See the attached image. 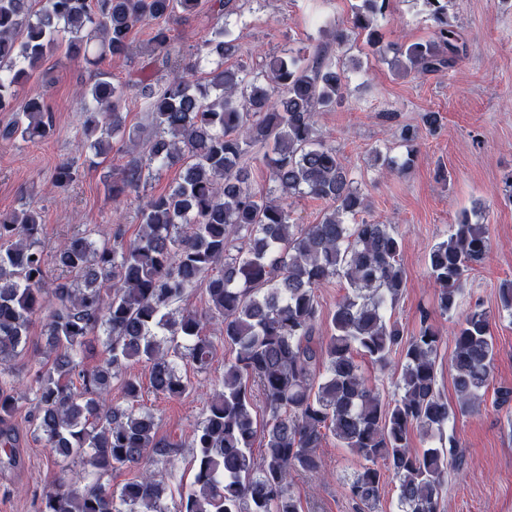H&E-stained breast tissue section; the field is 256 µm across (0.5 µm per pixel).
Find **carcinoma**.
<instances>
[{
  "label": "carcinoma",
  "mask_w": 512,
  "mask_h": 512,
  "mask_svg": "<svg viewBox=\"0 0 512 512\" xmlns=\"http://www.w3.org/2000/svg\"><path fill=\"white\" fill-rule=\"evenodd\" d=\"M32 2L0 0V112L15 113L0 126V140L34 141L51 132L53 115L41 96L18 100L48 54L64 46L91 65L108 54L127 56L132 30L147 25L164 71L137 83L151 136L143 155L111 176L107 188L116 201L140 192L155 171L183 169L168 192L145 202L134 238L124 239L118 225L113 240L99 241L88 226L61 244L55 279L46 274L37 203L0 214V375L25 348L32 316L44 314L50 353L35 378L34 431L55 456L79 458L100 476L137 472L117 490L99 481L83 487L76 473L65 472L39 512H301L293 479L321 470L318 449L329 435L360 463L344 487L361 512H375L387 472L396 482L398 512H440L448 472L462 456L454 435L444 448L434 442L450 421L480 411L492 376L490 313L479 303L460 311L469 271L490 255L487 226L463 216L427 258L437 310L454 322L450 405L437 383L440 328L425 318L405 336L386 317L404 288L401 238L389 224L356 221L368 211L366 197L316 128L315 115L348 92L344 70L320 49L287 50L259 72L224 64L241 52L229 22L240 0H44L38 11ZM422 2L433 38L395 48V60L425 77L459 65L466 46L448 0ZM202 6L216 23L188 52L168 23ZM388 7L389 0H361L353 11L352 29L373 49ZM212 57L206 81L192 79ZM81 94L88 100L77 145L84 161L107 157L116 143L138 148L141 132L126 125L122 85L97 70ZM418 138L417 129L405 128L406 157L377 150L374 164L407 172ZM261 149L274 184L266 194L250 184ZM80 177L81 165L64 161L51 185L63 195ZM303 194L330 204L319 223L291 221L289 200ZM334 278L346 292L324 328L317 290ZM197 287L208 296L203 313L184 307ZM96 336L105 357L85 368L77 357ZM218 343L233 357L189 439L157 437L143 386L126 376V365L146 363L150 391L180 397L192 388L181 365L207 371ZM395 353L401 374L386 399L357 358L384 370ZM115 381L120 401L112 399ZM259 402L267 414L261 425ZM16 408L0 380V454L10 459L18 439L7 422ZM183 447L191 449L194 474L178 486L171 511L169 487L148 464L168 461Z\"/></svg>",
  "instance_id": "1"
}]
</instances>
